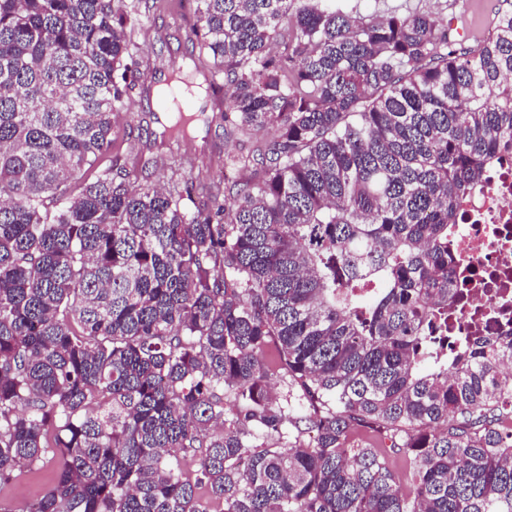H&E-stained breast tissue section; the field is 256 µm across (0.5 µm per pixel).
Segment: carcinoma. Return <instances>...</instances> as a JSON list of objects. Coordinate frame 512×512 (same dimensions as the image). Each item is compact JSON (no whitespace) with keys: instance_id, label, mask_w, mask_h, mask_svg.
Here are the masks:
<instances>
[{"instance_id":"cac0c4a2","label":"carcinoma","mask_w":512,"mask_h":512,"mask_svg":"<svg viewBox=\"0 0 512 512\" xmlns=\"http://www.w3.org/2000/svg\"><path fill=\"white\" fill-rule=\"evenodd\" d=\"M143 2L0 0V490L51 463L25 512H512V339L438 354L457 212L512 150V6L467 46L425 12L193 0L166 86L274 135L222 186L183 154L135 189L95 166Z\"/></svg>"}]
</instances>
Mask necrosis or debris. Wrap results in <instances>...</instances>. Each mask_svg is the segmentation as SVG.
Returning <instances> with one entry per match:
<instances>
[{
    "mask_svg": "<svg viewBox=\"0 0 512 512\" xmlns=\"http://www.w3.org/2000/svg\"><path fill=\"white\" fill-rule=\"evenodd\" d=\"M448 345L512 334V153L464 201L453 228Z\"/></svg>",
    "mask_w": 512,
    "mask_h": 512,
    "instance_id": "1",
    "label": "necrosis or debris"
}]
</instances>
